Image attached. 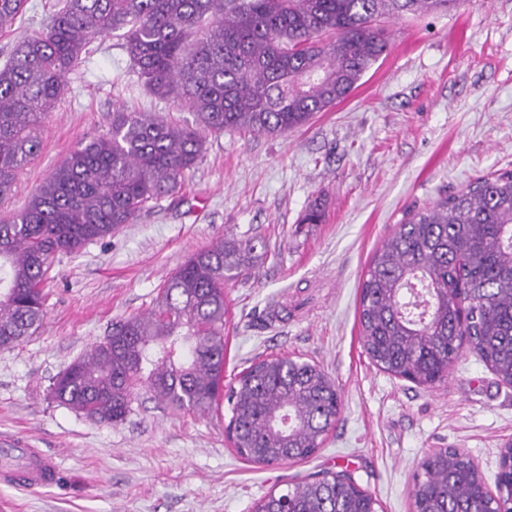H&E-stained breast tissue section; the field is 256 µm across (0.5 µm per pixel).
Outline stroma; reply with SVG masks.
Masks as SVG:
<instances>
[{
	"label": "stroma",
	"mask_w": 512,
	"mask_h": 512,
	"mask_svg": "<svg viewBox=\"0 0 512 512\" xmlns=\"http://www.w3.org/2000/svg\"><path fill=\"white\" fill-rule=\"evenodd\" d=\"M56 4L28 0L0 31V62ZM386 25L387 53L347 99L285 135H207L178 193L58 257L42 327L0 349V440L27 437L56 458L60 479L0 483V512H250L284 480L343 469L378 498L379 512H412L414 476L435 448L468 453L495 485L512 442V386L470 352L430 388L379 370L362 345L358 303L375 250L407 213L512 169V0H462ZM121 106L193 119L144 90L116 33L95 39L67 76L41 151L0 215L23 208L78 143L109 130ZM316 201L322 223H302ZM219 237L268 248L248 278L226 287L225 381L259 356L284 355L319 365L341 395L335 429L307 461L242 459L226 438L223 400L200 415L147 398L113 427L50 394L62 370L113 324L154 308L171 273Z\"/></svg>",
	"instance_id": "stroma-1"
}]
</instances>
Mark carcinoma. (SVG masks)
Returning <instances> with one entry per match:
<instances>
[{
  "instance_id": "obj_1",
  "label": "carcinoma",
  "mask_w": 512,
  "mask_h": 512,
  "mask_svg": "<svg viewBox=\"0 0 512 512\" xmlns=\"http://www.w3.org/2000/svg\"><path fill=\"white\" fill-rule=\"evenodd\" d=\"M461 0H62L42 29L0 66V201L41 147L67 75L91 41L123 32L143 85L190 111L177 125L118 108L111 129L75 147L23 209L0 217V348L34 335L43 284L58 256L133 223L172 196L201 158L205 133L282 135L346 98L387 51L382 20L447 13ZM27 0H0V30ZM257 246L220 238L167 279L154 309L131 316L73 360L52 384L61 405L119 426L144 394L204 413L220 398L236 453L271 466L309 459L341 410L315 363L267 356L224 384L226 285L251 274ZM467 311L475 354L512 385V170L473 179L409 214L374 252L361 284L363 348L392 375L444 380L462 356ZM418 512H493L474 462L449 448L428 457L412 492ZM346 470L293 479L251 512H377Z\"/></svg>"
}]
</instances>
